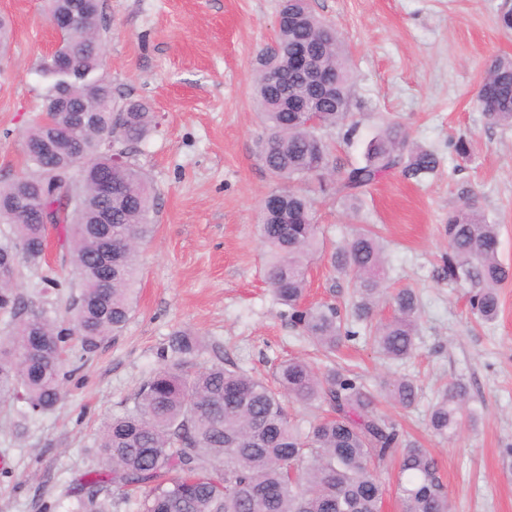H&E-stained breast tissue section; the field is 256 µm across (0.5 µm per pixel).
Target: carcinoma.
Segmentation results:
<instances>
[{
	"instance_id": "obj_1",
	"label": "carcinoma",
	"mask_w": 512,
	"mask_h": 512,
	"mask_svg": "<svg viewBox=\"0 0 512 512\" xmlns=\"http://www.w3.org/2000/svg\"><path fill=\"white\" fill-rule=\"evenodd\" d=\"M85 34L63 37L55 50L67 55L87 80L71 86L72 103L98 115L94 126L71 128V113L57 107V78L46 80L42 111L24 134L30 171L0 181V213L22 198H45L61 247L69 255L78 296L67 325L16 292L20 268L45 264V224L36 212L13 211L0 235V310L10 314L8 345H0V399L23 402L22 416L54 409L62 398L66 343L75 338L85 352L119 334L131 318L140 244L154 233L150 214L156 196L148 175L133 161L134 149L156 129L149 105L117 99L106 73V54L93 36L105 26L104 0H82ZM277 50L265 54L254 77L253 98L264 126L258 155L279 182L274 194L288 210L260 206L258 232L266 253L265 279L278 304L318 350L333 355L358 336L362 324L376 351L402 361L416 348L419 298L412 288L388 293L382 239L360 226L328 252L320 237L314 199L294 188L308 182L323 195L356 203L360 191L398 170L418 181L439 165L426 150H408L405 128L387 123L369 143L366 162L344 167L324 132L350 117L354 77L343 41L312 10L310 0H282ZM310 56L314 71L329 79L313 85L291 60ZM477 104L491 126H512V57L489 59ZM87 158L84 166L78 160ZM112 176V225L95 223L103 205L96 171ZM448 251L442 271L468 289L474 315L485 323L499 316V288L512 267L498 256L499 226L489 223L476 201L463 197L448 213ZM325 260L352 288L350 315L336 305L307 306L309 267ZM393 314L375 319L382 301ZM171 351L181 355L147 380L133 406L104 423L98 448L105 467L79 480L77 512H107L101 496L110 488L137 489L134 512H381L384 488L378 471L397 466L400 512H450L438 461L419 441L404 439L378 411V397L403 408L419 396L415 379L384 380L369 389L343 368L321 371L310 362L280 363L273 382L224 365L185 374L183 357L199 350L197 340L176 333ZM468 386L461 378L442 390L428 413L429 431L457 434L465 415ZM325 404L331 414L305 428L287 405Z\"/></svg>"
}]
</instances>
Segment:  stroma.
Returning a JSON list of instances; mask_svg holds the SVG:
<instances>
[{
	"instance_id": "obj_1",
	"label": "stroma",
	"mask_w": 512,
	"mask_h": 512,
	"mask_svg": "<svg viewBox=\"0 0 512 512\" xmlns=\"http://www.w3.org/2000/svg\"><path fill=\"white\" fill-rule=\"evenodd\" d=\"M501 2L311 0L340 34L355 75L357 128L327 133L342 165L363 164L366 143L391 120L404 125L411 146L440 159L419 182L383 176L365 189L358 213L333 196L318 197L316 208L331 246L353 227L376 225L388 243L387 288L421 297L410 358L387 361L359 337L335 363L372 388L385 377L416 379L413 407L385 401L380 408L437 458L452 512H512V282L501 286L500 313L489 325L475 320L463 291L441 274L443 226L466 194L498 225L499 257L512 264V127L489 126L475 103L488 58L512 56V31L497 23ZM279 8L280 0H104L112 85L157 115L136 155L155 191L156 232L141 248L134 314L96 351L72 346L75 371L63 401L30 418L18 414V402L0 401V512H74L79 479L102 466L104 422L163 366L174 332L202 343L192 373L220 357L266 378L289 358L326 366L265 283L256 230L259 205L277 183L256 153L263 127L252 80ZM0 15L11 23L0 55V179H9L27 166L23 134L41 109L38 68L56 34L44 0H0ZM461 137L471 143L465 159L454 149ZM40 278L24 270L21 295L63 317L73 289L46 292ZM349 296L343 275L322 262L311 266L307 302L343 307ZM458 377L480 419L443 439L428 430V411Z\"/></svg>"
}]
</instances>
